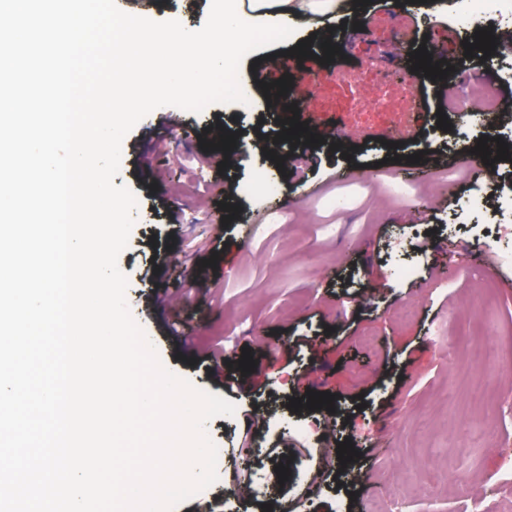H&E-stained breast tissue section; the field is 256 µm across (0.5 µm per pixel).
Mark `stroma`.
I'll use <instances>...</instances> for the list:
<instances>
[{"instance_id": "obj_1", "label": "stroma", "mask_w": 512, "mask_h": 512, "mask_svg": "<svg viewBox=\"0 0 512 512\" xmlns=\"http://www.w3.org/2000/svg\"><path fill=\"white\" fill-rule=\"evenodd\" d=\"M116 4L196 30L211 0ZM463 8L462 0H370L355 19L296 22L292 43L312 37L339 49L327 64L302 59L293 102L309 131L342 135L341 149L275 145L255 74L290 51L282 42L245 56L239 82L247 105L197 113L164 106L124 138L114 183L138 199L118 258L130 314L166 369L235 405L232 416L206 424L218 448L217 482L173 512L219 497L230 498L231 512H263L274 502L282 512H368L390 491L406 512H470L476 502L497 512L512 501V485L495 481L512 469V364L465 357L512 330V289L473 245L480 238L490 251H512V209L469 202L494 181L512 192V177L491 180L460 166L445 192L442 168L482 129L440 130L434 105L415 101L423 91L433 97L448 85L465 94L480 83L512 103V49L462 58ZM423 42L459 59L446 83L409 70V54ZM171 113L177 125L167 123ZM395 127L405 133L390 148ZM219 130L234 136L230 152L215 147ZM159 141L166 152L157 156ZM421 151L431 175L408 161ZM260 174L276 184L274 195L252 193ZM226 203L238 209L227 223ZM173 211L181 223H169ZM186 279L202 291L177 306L154 302L152 284ZM175 320L193 346L168 336ZM213 342L230 362L220 384L196 368L200 347ZM269 345L292 352L272 358ZM246 348L255 376L267 380L250 394L234 389ZM305 389L334 395L332 410L290 411L289 400ZM346 440L359 454L350 472L336 454ZM284 462L290 476L282 482L274 468ZM452 464L471 471L466 488L449 483Z\"/></svg>"}]
</instances>
